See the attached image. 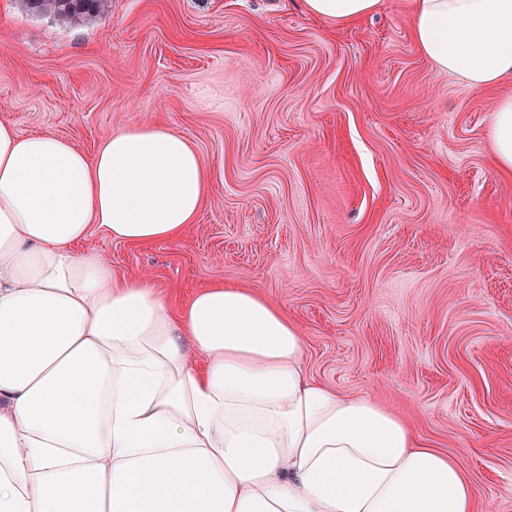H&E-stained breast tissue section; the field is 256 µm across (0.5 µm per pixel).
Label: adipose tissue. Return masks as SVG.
Wrapping results in <instances>:
<instances>
[{
    "label": "adipose tissue",
    "mask_w": 512,
    "mask_h": 512,
    "mask_svg": "<svg viewBox=\"0 0 512 512\" xmlns=\"http://www.w3.org/2000/svg\"><path fill=\"white\" fill-rule=\"evenodd\" d=\"M350 23L379 0H304ZM437 70L481 89L512 79V0H409ZM488 140L512 173V94ZM213 170L164 122L94 154L0 123V512H475L472 480L370 398L308 377L285 312L238 286L171 310L117 275L92 227L181 239Z\"/></svg>",
    "instance_id": "1"
}]
</instances>
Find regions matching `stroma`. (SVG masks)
Instances as JSON below:
<instances>
[{"label":"stroma","mask_w":512,"mask_h":512,"mask_svg":"<svg viewBox=\"0 0 512 512\" xmlns=\"http://www.w3.org/2000/svg\"><path fill=\"white\" fill-rule=\"evenodd\" d=\"M498 89L435 70L405 0L357 23L303 0H109L79 26L0 0V121L93 153L160 120L215 170L176 243L92 228L117 274L171 309L255 289L308 374L402 416L512 512V174L487 137Z\"/></svg>","instance_id":"35a3bbf8"}]
</instances>
